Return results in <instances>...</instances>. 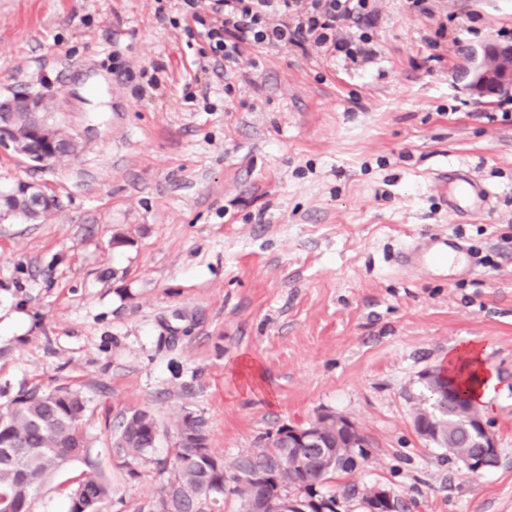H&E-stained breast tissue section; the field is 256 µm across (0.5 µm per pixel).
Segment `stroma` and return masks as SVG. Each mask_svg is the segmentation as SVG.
<instances>
[{"instance_id": "obj_1", "label": "stroma", "mask_w": 512, "mask_h": 512, "mask_svg": "<svg viewBox=\"0 0 512 512\" xmlns=\"http://www.w3.org/2000/svg\"><path fill=\"white\" fill-rule=\"evenodd\" d=\"M370 7L371 59L255 47L227 76L197 70L182 0H0V98L44 94L80 143L40 168L0 145V193L23 179L58 200L0 220V407L81 390L110 512L156 494L186 411L228 467L282 426L349 417L370 456L324 483L339 512L375 486L404 512H512V97L454 79L469 49L512 46V0ZM454 171L489 190L481 213L455 204ZM444 232L474 274L400 269L410 238ZM467 341L496 377L499 456L477 474L412 423L420 375ZM137 409L161 438L131 475L108 448ZM84 471L31 512H66Z\"/></svg>"}]
</instances>
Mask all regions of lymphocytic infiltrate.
<instances>
[{"label": "lymphocytic infiltrate", "instance_id": "lymphocytic-infiltrate-1", "mask_svg": "<svg viewBox=\"0 0 512 512\" xmlns=\"http://www.w3.org/2000/svg\"><path fill=\"white\" fill-rule=\"evenodd\" d=\"M211 51L233 71L245 48L311 46L322 53L364 54V47L337 38L341 22L372 25L369 0H183ZM210 59L200 60L207 68Z\"/></svg>", "mask_w": 512, "mask_h": 512}]
</instances>
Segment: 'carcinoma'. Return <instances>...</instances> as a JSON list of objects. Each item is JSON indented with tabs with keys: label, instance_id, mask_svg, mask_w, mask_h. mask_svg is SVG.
I'll return each instance as SVG.
<instances>
[{
	"label": "carcinoma",
	"instance_id": "1",
	"mask_svg": "<svg viewBox=\"0 0 512 512\" xmlns=\"http://www.w3.org/2000/svg\"><path fill=\"white\" fill-rule=\"evenodd\" d=\"M28 207L26 200L9 195L0 208V219ZM471 393L465 384L448 375L423 388L415 414L431 412L434 425L448 435L445 451L465 460L474 451L473 434L466 405ZM87 409L78 391L59 387L46 392L30 391L11 400L0 412V512H29L43 480L81 461L86 476L69 494L68 512H106L112 501V484L98 470L82 420ZM185 441L175 446L172 459L161 464L168 473L158 493L141 505L139 512H220L224 497L240 498L239 512L259 495L256 478L272 474L281 493L306 512H337L336 497L321 492L335 474L358 469L369 456L367 449L349 453L336 447V431H326V441L337 452L334 461H323L316 452L304 464L297 463L298 449L273 439L271 448L259 458L247 459L227 472L224 459L209 445L205 422L199 415L182 414L177 423ZM160 435L156 418L135 410L123 418L110 438V455L117 466L135 472L134 466L149 460Z\"/></svg>",
	"mask_w": 512,
	"mask_h": 512
}]
</instances>
